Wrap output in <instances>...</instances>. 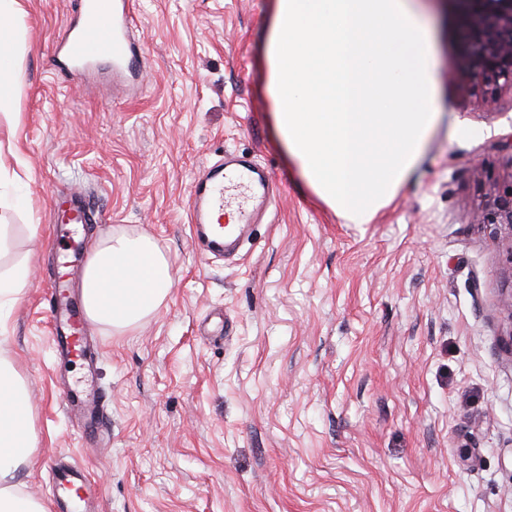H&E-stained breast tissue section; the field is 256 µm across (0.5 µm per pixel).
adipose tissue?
Wrapping results in <instances>:
<instances>
[{
  "label": "adipose tissue",
  "instance_id": "adipose-tissue-1",
  "mask_svg": "<svg viewBox=\"0 0 512 512\" xmlns=\"http://www.w3.org/2000/svg\"><path fill=\"white\" fill-rule=\"evenodd\" d=\"M26 15L21 0H0L3 113L14 106L10 54ZM266 58L273 132L298 178L338 218L371 223L419 167L445 116L435 37L419 0H276ZM28 273L24 260L0 271V512H47L19 491L37 441L6 338ZM172 286L156 241L117 230L85 266V313L105 333L119 332L157 313Z\"/></svg>",
  "mask_w": 512,
  "mask_h": 512
}]
</instances>
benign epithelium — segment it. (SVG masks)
I'll return each instance as SVG.
<instances>
[{
  "instance_id": "benign-epithelium-1",
  "label": "benign epithelium",
  "mask_w": 512,
  "mask_h": 512,
  "mask_svg": "<svg viewBox=\"0 0 512 512\" xmlns=\"http://www.w3.org/2000/svg\"><path fill=\"white\" fill-rule=\"evenodd\" d=\"M466 30L461 68L481 103L492 105L512 92V0H453ZM478 223L487 224L506 245L504 301L512 310V178L494 181L477 206Z\"/></svg>"
}]
</instances>
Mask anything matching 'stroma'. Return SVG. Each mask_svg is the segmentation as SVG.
Returning a JSON list of instances; mask_svg holds the SVG:
<instances>
[{"label":"stroma","mask_w":512,"mask_h":512,"mask_svg":"<svg viewBox=\"0 0 512 512\" xmlns=\"http://www.w3.org/2000/svg\"><path fill=\"white\" fill-rule=\"evenodd\" d=\"M275 0H135L145 49L132 96L49 66L72 0H25L13 116L32 214L0 195L7 268L30 274L8 323L38 444L23 495L48 502V463L95 478L101 512H512V312L501 243L474 209L512 175V94L484 107L461 71L465 30L430 0L448 118L413 176L369 224L336 217L271 131L266 35ZM277 183L240 260L201 262L193 180L225 151ZM83 188L102 223L151 235L174 286L140 326L91 334L112 436L99 449L63 407L79 364L48 332L53 196ZM38 219L37 238L26 229Z\"/></svg>","instance_id":"1"}]
</instances>
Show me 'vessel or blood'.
<instances>
[{
  "label": "vessel or blood",
  "instance_id": "vessel-or-blood-1",
  "mask_svg": "<svg viewBox=\"0 0 512 512\" xmlns=\"http://www.w3.org/2000/svg\"><path fill=\"white\" fill-rule=\"evenodd\" d=\"M75 4L74 22L55 49L59 69L108 68L114 89L124 92L129 77L142 68L141 47L134 40L132 0H75ZM273 191L269 175L250 159L228 153L210 166L191 189V231L203 244V257L238 256L250 240L252 225L265 214ZM226 208L235 210L236 224L212 223V213ZM50 212L55 223L63 226L101 221L87 194L77 188L54 196ZM50 295V318L60 332V351L91 362L89 323L73 307L66 276H59ZM68 403L82 434L100 436L107 422L105 391L96 388L84 397H69ZM53 492L61 512H97L98 490L78 465L54 464Z\"/></svg>",
  "mask_w": 512,
  "mask_h": 512
}]
</instances>
